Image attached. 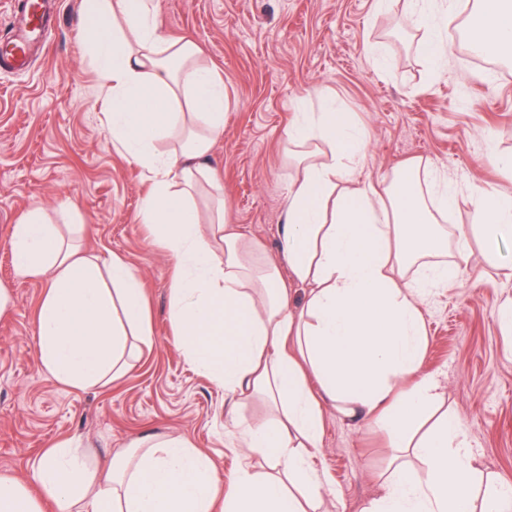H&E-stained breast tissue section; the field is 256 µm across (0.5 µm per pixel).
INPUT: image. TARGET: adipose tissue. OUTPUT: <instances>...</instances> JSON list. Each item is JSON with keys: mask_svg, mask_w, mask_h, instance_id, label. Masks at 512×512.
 Returning a JSON list of instances; mask_svg holds the SVG:
<instances>
[{"mask_svg": "<svg viewBox=\"0 0 512 512\" xmlns=\"http://www.w3.org/2000/svg\"><path fill=\"white\" fill-rule=\"evenodd\" d=\"M405 3L428 27L422 53L438 73L450 52L439 29L455 21L457 0L436 27L433 0ZM85 32L110 103L106 129L149 184L140 221L173 262L170 323L188 360L223 388L234 427L267 472L241 470L226 489L212 460L179 436H149L98 461L81 457L72 438L33 460L37 491L0 474V512H45L47 502L55 512H317L335 492L312 464L328 406L354 426L376 425L396 450L366 512H512V483L483 489L462 421L440 411L442 388L421 371L422 300L454 282L475 248L490 255L512 236V194L479 196L470 225L447 229L439 219L457 199L436 168L419 158L391 177L362 178L366 137L352 113L327 99L302 103L286 131L297 173L280 269L226 222L209 157L229 102L197 44L158 33L153 0H85ZM475 40L512 58V0H478ZM202 185L212 191L206 212L195 198ZM82 230L33 210L14 224L11 249L20 276L47 282L35 316L41 369L86 391L129 375L152 329L135 269L78 253ZM291 281L308 290L297 309ZM258 397L270 418L239 420Z\"/></svg>", "mask_w": 512, "mask_h": 512, "instance_id": "ef3b65f1", "label": "adipose tissue"}]
</instances>
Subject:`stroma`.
Wrapping results in <instances>:
<instances>
[{
  "mask_svg": "<svg viewBox=\"0 0 512 512\" xmlns=\"http://www.w3.org/2000/svg\"><path fill=\"white\" fill-rule=\"evenodd\" d=\"M83 0H58L59 25L22 72L0 74V473L33 484V459L50 443L78 437L101 459L144 434L180 435L224 479L255 467L225 417L224 392L187 362L168 315L172 261L139 212L148 185L113 146L106 96L81 30ZM160 34L187 37L222 79L230 99L224 133L210 156L224 178L228 223L261 257L281 260L284 211L294 169L285 131L299 100L322 92L355 114L366 132L362 175L388 177L424 158L446 178L460 206L446 226L471 222L473 194L512 192L490 148L512 155V70H487L452 48L437 77L420 50L423 31L402 5L377 0H153ZM384 65L376 67L374 54ZM71 198L86 232L81 249L118 255L139 275L153 331L134 372L97 391L65 387L37 364L34 320L45 290L19 277L12 227L31 210L64 223ZM512 240L495 256L475 252L457 283L422 303L423 372L440 381L486 480L512 481V342L496 314L512 297ZM392 450L385 436L350 427L334 409L313 458L334 496L322 512H361L376 495Z\"/></svg>",
  "mask_w": 512,
  "mask_h": 512,
  "instance_id": "1",
  "label": "stroma"
}]
</instances>
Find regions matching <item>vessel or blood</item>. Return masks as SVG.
<instances>
[{
  "label": "vessel or blood",
  "mask_w": 512,
  "mask_h": 512,
  "mask_svg": "<svg viewBox=\"0 0 512 512\" xmlns=\"http://www.w3.org/2000/svg\"><path fill=\"white\" fill-rule=\"evenodd\" d=\"M18 12L9 33L0 36V69L5 71L27 67L40 36L53 20L44 0H21Z\"/></svg>",
  "instance_id": "1"
}]
</instances>
